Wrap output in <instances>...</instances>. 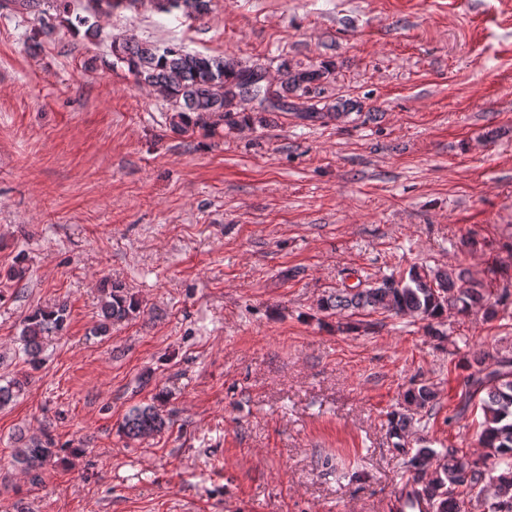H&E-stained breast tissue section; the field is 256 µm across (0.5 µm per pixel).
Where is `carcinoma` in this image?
Listing matches in <instances>:
<instances>
[{
  "mask_svg": "<svg viewBox=\"0 0 512 512\" xmlns=\"http://www.w3.org/2000/svg\"><path fill=\"white\" fill-rule=\"evenodd\" d=\"M135 0H13L22 13L37 16L46 25L48 11L67 22L74 30L84 28L90 40L100 36L94 19L107 15L124 2ZM160 13L181 12L182 16L197 21L210 10L211 0H149ZM112 64H123L139 84L162 95L170 105L166 120L170 129L192 136L198 129L209 131L217 127L235 129L242 126H263L266 114L272 111L301 113L309 122H326L348 117L354 105L342 99L321 102V83L328 78V67L297 68L290 64L279 66V77L261 89L262 98L273 99L272 105H258L251 112L238 110L228 97L230 89L249 98L244 88L247 76L265 75L259 64H242L232 57H207L187 53L179 47H155L134 37L114 38L110 42ZM492 291L484 282L466 276L465 272L412 267L406 274L383 278L369 288H338L321 298L319 308L330 314L351 310L359 315L387 313L396 316L418 317L426 322L427 333L438 336L435 327L442 317L454 311L469 314L483 311L486 321L500 319L509 289L502 288L494 302ZM101 319L94 334L105 336L113 325L139 312V303L121 285L103 290L100 303ZM70 311L65 303L51 309L37 308L29 313L20 332L22 351L28 364L37 369L42 364L41 353L48 336L61 332L67 324ZM486 354L464 363L470 373L466 390L461 395L462 408L479 399L483 420L479 442L483 452L477 456L459 452L456 448L438 451L422 446L410 447L409 417L400 412L389 414V437L394 448L407 457L406 467L411 480L400 498L409 508L421 505L427 512H461L463 492L475 500L483 512H512V358L501 357L486 363ZM27 381L18 378L0 384V408L8 406L24 390ZM408 405L432 410L438 392L434 385L422 382L409 388L405 395ZM166 420L153 405H139L126 414L122 430L132 439L145 438L161 432ZM14 461L21 471L31 473L59 455L53 437L46 433L40 438H18Z\"/></svg>",
  "mask_w": 512,
  "mask_h": 512,
  "instance_id": "obj_1",
  "label": "carcinoma"
}]
</instances>
